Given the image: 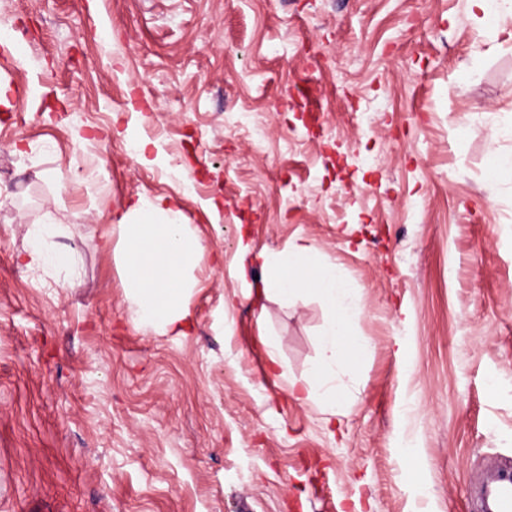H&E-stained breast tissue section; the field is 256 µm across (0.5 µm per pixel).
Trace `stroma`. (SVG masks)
I'll list each match as a JSON object with an SVG mask.
<instances>
[{
  "mask_svg": "<svg viewBox=\"0 0 512 512\" xmlns=\"http://www.w3.org/2000/svg\"><path fill=\"white\" fill-rule=\"evenodd\" d=\"M0 26V512H475L512 467V174L488 179L512 134L485 119L512 124V19L0 0ZM140 135L166 166L137 163ZM141 195L205 245L186 337L127 311L117 225ZM49 217L84 227L69 286L16 260ZM242 238L308 241L355 286L366 347L335 413L288 392L324 305L259 299Z\"/></svg>",
  "mask_w": 512,
  "mask_h": 512,
  "instance_id": "35a3bbf8",
  "label": "stroma"
}]
</instances>
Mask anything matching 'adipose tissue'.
<instances>
[{
    "mask_svg": "<svg viewBox=\"0 0 512 512\" xmlns=\"http://www.w3.org/2000/svg\"><path fill=\"white\" fill-rule=\"evenodd\" d=\"M118 230L132 320L164 335H185L189 325L186 277L202 256V240L185 224L179 206L161 196H141L131 202ZM51 234L46 227L34 229L30 246L18 256V264L52 263L72 269L71 250L51 248L47 243ZM262 260L266 293L284 301L309 293L327 310L320 356L310 376L289 380L288 388L301 403L335 407L336 370L351 366L365 345L355 330L361 307L352 294V285L338 274L335 263L310 244L269 252Z\"/></svg>",
    "mask_w": 512,
    "mask_h": 512,
    "instance_id": "obj_1",
    "label": "adipose tissue"
}]
</instances>
